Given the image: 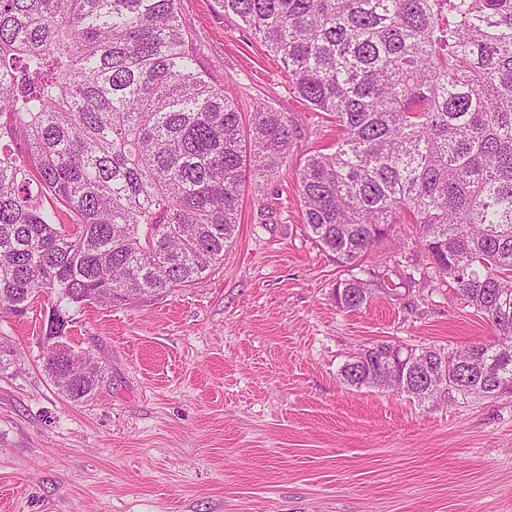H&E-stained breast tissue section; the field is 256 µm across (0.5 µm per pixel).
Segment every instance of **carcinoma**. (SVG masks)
Masks as SVG:
<instances>
[{"mask_svg":"<svg viewBox=\"0 0 512 512\" xmlns=\"http://www.w3.org/2000/svg\"><path fill=\"white\" fill-rule=\"evenodd\" d=\"M176 0H0V313L34 298L72 321L199 279L224 261L251 158L288 155V117L259 106L249 129L204 78ZM333 115L335 150L306 158L299 192L312 240L354 265L407 221L435 271L496 330L440 353L434 398L512 389V0H216ZM51 196L73 216L57 222ZM339 307L367 303L336 282ZM60 331L43 367L72 402L99 366L65 377ZM340 383L388 388L379 364Z\"/></svg>","mask_w":512,"mask_h":512,"instance_id":"obj_1","label":"carcinoma"}]
</instances>
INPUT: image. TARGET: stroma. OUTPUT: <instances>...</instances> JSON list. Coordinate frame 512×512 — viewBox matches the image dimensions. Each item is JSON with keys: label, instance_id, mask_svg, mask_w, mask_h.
<instances>
[{"label": "stroma", "instance_id": "stroma-1", "mask_svg": "<svg viewBox=\"0 0 512 512\" xmlns=\"http://www.w3.org/2000/svg\"><path fill=\"white\" fill-rule=\"evenodd\" d=\"M203 72L243 122L257 107L293 125L288 161L252 171L223 263L187 286L73 312L69 344L103 381L66 400L39 360L46 307L0 314V512H512V391L420 402L340 384L380 339L455 349L495 334L448 278L407 283L427 258L396 225L361 267L310 238L298 192L336 122L216 0H178ZM371 291L339 308L337 281Z\"/></svg>", "mask_w": 512, "mask_h": 512}]
</instances>
